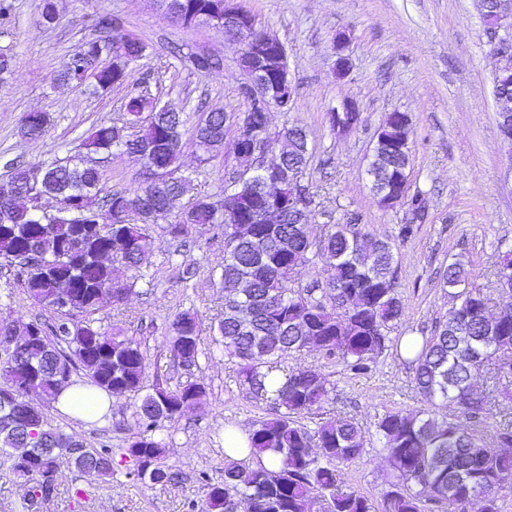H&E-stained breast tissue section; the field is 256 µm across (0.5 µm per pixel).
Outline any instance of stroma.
Here are the masks:
<instances>
[{
	"mask_svg": "<svg viewBox=\"0 0 512 512\" xmlns=\"http://www.w3.org/2000/svg\"><path fill=\"white\" fill-rule=\"evenodd\" d=\"M44 0H13L14 17L0 25V53L11 56L14 74L0 84V177L13 165L36 164L55 158L82 159L85 133L100 122L120 118L130 94L147 83L161 103L181 111L207 109L243 114L239 94L245 75L239 67L241 43L221 27L200 24L181 27L159 8L156 0H54L56 19L43 25ZM259 28L284 44L288 72L295 89L289 111L273 110L271 133L299 124L309 134L310 155L304 183L314 196L310 231L321 236L328 225L345 223L361 214L366 231L394 246L399 292L405 302L394 339L430 335L454 304L443 287L440 271L463 261L472 285L483 288L490 314L512 308V295L499 288L495 272L502 251L512 248V147L501 142L489 53L475 0H235ZM109 14L124 29L145 41L146 56L131 67L127 83L95 97L83 88L60 81L68 56L85 40L98 37L95 22ZM344 35L350 70L336 76L333 44ZM180 56H172L171 45ZM206 52L221 58V68L201 72L188 57ZM354 103L359 126L336 133L329 123L332 109ZM408 113L413 137L408 169L411 192L425 200L423 220L410 222L408 205L382 207L365 170L374 137L388 113ZM28 112L47 113L45 133L22 137L18 122ZM235 128H228L224 145L210 156L192 145L193 123L183 130L180 172L188 179L176 210L201 197L220 200L240 162L232 149ZM100 189L108 193L132 190L140 180L137 157L115 152L95 155ZM409 236H401L405 224ZM224 238L210 224L193 228L186 241L172 239L155 226L141 275L131 278L117 267L121 279H134V291L120 308L103 299L98 313L105 328L120 327L140 343L147 362L145 387L155 381L169 385L192 380L202 383L209 404L205 411L185 414L163 425L168 443L167 463L180 472L175 485H132L122 472L102 477L63 466L61 491L50 500L29 499L25 480L0 458V512H185L183 503L201 495L194 477L224 474V429L248 434L267 416V404L239 383L234 366L213 341L212 327L224 309ZM197 314L200 330L197 366L177 368L166 342L174 315ZM22 328L33 320L56 322L57 314L34 306L19 278L18 267L0 265V319ZM292 366L313 368L333 384L318 419L355 417L362 431L364 452L342 467L344 486L380 497L393 470L374 435L379 416L391 408L424 409L413 372L400 351L388 348L377 358L371 375L354 377L335 360L308 349ZM136 396L113 398L97 422H86L50 407L54 426L90 448L120 452L134 431ZM89 498L74 499V489Z\"/></svg>",
	"mask_w": 512,
	"mask_h": 512,
	"instance_id": "1",
	"label": "stroma"
}]
</instances>
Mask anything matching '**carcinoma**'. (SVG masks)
Segmentation results:
<instances>
[{
	"instance_id": "cac0c4a2",
	"label": "carcinoma",
	"mask_w": 512,
	"mask_h": 512,
	"mask_svg": "<svg viewBox=\"0 0 512 512\" xmlns=\"http://www.w3.org/2000/svg\"><path fill=\"white\" fill-rule=\"evenodd\" d=\"M224 0H161L176 22L192 27L219 16ZM100 36L80 44L69 55L60 77L83 85L80 65L85 58L106 54L113 60L99 67L91 93L108 91L128 81L126 64L140 60L147 49L140 39L125 33L110 15L97 18ZM124 125H95L84 141L91 152H110L125 147L122 131L136 129L132 137L149 163L172 180L186 183L179 175L185 147L181 114L153 111V100L131 96L124 107ZM225 113H198L197 149L208 153L223 146ZM48 117L40 112L20 121L23 136L40 137ZM307 130L301 125L283 128L270 138L271 151L288 163L307 166L303 146ZM410 153L393 152L381 160L375 193L383 191L398 168H409ZM35 193L59 198L85 218L71 223L66 213L59 221L45 223L32 207L18 201L0 222V257H23L35 250L49 259L41 265L24 266V288L33 304L59 312L61 294L68 308L53 324L32 321L18 332L8 322L0 323V454L6 455L17 476L31 482L33 496L57 493L59 473L65 464L86 469L100 465L98 475L114 474L110 448H87L79 456L65 450L80 443L53 426L43 409L28 402L32 393L49 403L60 393L55 372L59 366L69 374L82 372L84 389H100L116 397L143 390L146 357L140 344L123 335L118 327L107 330L94 318L101 298L112 292V305L119 307L133 282L117 279L112 263L103 256L122 243L121 263L129 270L146 260L150 232L165 215L167 196L157 195L147 183L132 191H116L98 198L100 173L92 165L55 159L42 164ZM232 196L238 201V222L255 224L253 237L224 238V281L240 274L253 278L249 298L224 296V311L214 330L220 337L224 359L234 365L240 385L257 399L269 401V417L248 433L249 464L230 460L224 478L215 481L205 472L196 475L200 500H191L187 512H469L476 499L482 512H502L500 491L512 483V422L491 425L490 439L500 447L493 451L483 435L467 430L460 417L486 424L496 417L487 399L451 415L440 406L468 392L472 380L486 365L493 366L497 382L512 385V313H488V298L480 288L469 286L470 271L457 260L441 273L446 287H462L455 293L460 309L448 313L432 333L421 341L409 339L405 351L413 371L416 391L435 405L424 412L390 410L376 423V435L393 468V478L379 501L356 490L343 489L337 471L363 452L361 429L352 417L326 421L314 428L303 423L328 397L329 380L305 368L285 370L283 363L315 347L328 359H339L353 376L371 374L377 357L391 342L388 333L401 320L404 302L398 291L394 247L361 227L355 214L344 224H329L313 242L309 236L310 214L296 223L294 213L268 211L257 185L232 177ZM151 206L139 221H125L126 211L142 204ZM220 201L208 197L183 210L167 232L184 238L199 224L224 228ZM329 265L328 276L304 288L292 287L297 269L315 263ZM38 338H27L29 328ZM170 346L178 364H197L199 329L196 316L175 315ZM203 384L185 381L170 388L156 383L153 392L140 399L135 412L136 432L129 438L123 457L124 477L134 485H167L179 482V473L165 462L166 443L158 435L161 423L205 409ZM38 449L31 460L20 459L7 449L23 442ZM276 455L280 464L268 468L265 454Z\"/></svg>"
}]
</instances>
